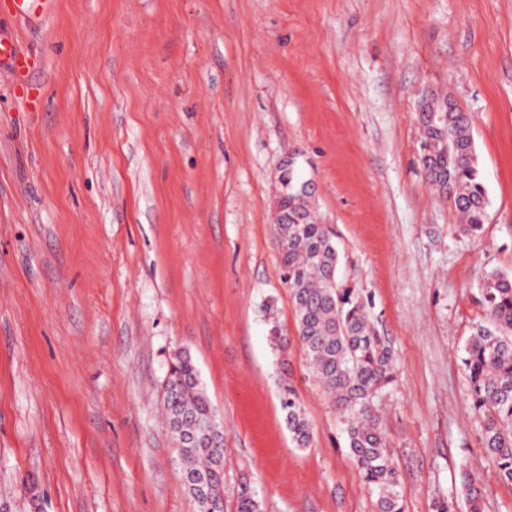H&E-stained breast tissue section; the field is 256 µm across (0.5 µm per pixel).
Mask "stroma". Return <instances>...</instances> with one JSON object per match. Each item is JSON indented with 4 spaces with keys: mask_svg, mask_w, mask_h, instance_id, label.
I'll use <instances>...</instances> for the list:
<instances>
[{
    "mask_svg": "<svg viewBox=\"0 0 512 512\" xmlns=\"http://www.w3.org/2000/svg\"><path fill=\"white\" fill-rule=\"evenodd\" d=\"M11 4L31 58L0 67V512H196L162 410L180 349L224 421V512L243 491L374 512L293 340L273 245L292 153L398 360L374 411L405 512L468 476L512 512L461 364L486 274H512V0H56L39 25ZM424 91L471 116L479 238L420 163ZM281 407L296 446L299 448L311 447L314 438L312 424L307 418L295 389L289 383L283 385Z\"/></svg>",
    "mask_w": 512,
    "mask_h": 512,
    "instance_id": "35a3bbf8",
    "label": "stroma"
}]
</instances>
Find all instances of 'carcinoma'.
<instances>
[{"label":"carcinoma","mask_w":512,"mask_h":512,"mask_svg":"<svg viewBox=\"0 0 512 512\" xmlns=\"http://www.w3.org/2000/svg\"><path fill=\"white\" fill-rule=\"evenodd\" d=\"M435 125L422 124L421 148L428 180L454 205L460 232L480 235L488 200L466 112H444ZM308 187L290 157L281 170L276 196L274 238L281 278L295 311L297 342L313 375L346 418V448L360 478L376 494V512H405L402 470L388 448L377 416L376 398L397 381L391 347L377 335L360 294L337 276L336 233L319 221ZM485 320L469 337L462 359L469 402L484 418L483 447L504 482L512 485V276L490 272L482 288ZM281 407L293 440L309 448L314 431L299 397L284 384ZM167 425L177 446L183 489L197 512H224V442L212 434L215 416L199 386L191 357L170 359L164 381ZM460 494L480 512L475 481L464 480ZM236 512H261L255 496L241 492Z\"/></svg>","instance_id":"carcinoma-1"}]
</instances>
